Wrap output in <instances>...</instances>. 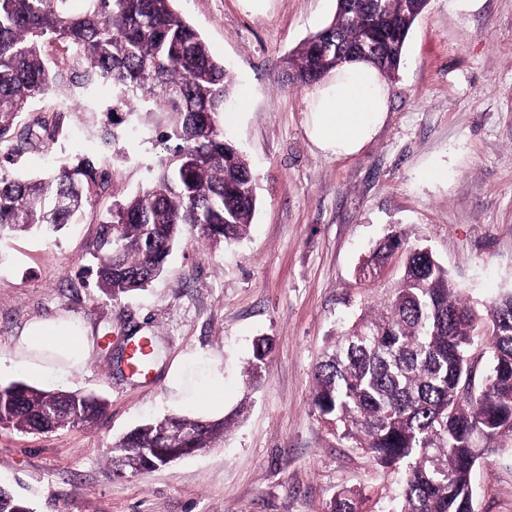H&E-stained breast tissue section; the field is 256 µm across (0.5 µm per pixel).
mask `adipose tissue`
<instances>
[{
	"mask_svg": "<svg viewBox=\"0 0 512 512\" xmlns=\"http://www.w3.org/2000/svg\"><path fill=\"white\" fill-rule=\"evenodd\" d=\"M390 89L372 67L351 63L313 85L308 135L321 151L337 156L359 152L385 122ZM87 350V336L66 320L36 321L16 344L14 362L40 371L53 362L79 368ZM224 376L209 370L200 388L181 395L184 404L209 416L224 413Z\"/></svg>",
	"mask_w": 512,
	"mask_h": 512,
	"instance_id": "adipose-tissue-1",
	"label": "adipose tissue"
}]
</instances>
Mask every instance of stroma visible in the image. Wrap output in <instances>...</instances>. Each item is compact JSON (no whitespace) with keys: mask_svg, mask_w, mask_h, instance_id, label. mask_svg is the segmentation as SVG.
Masks as SVG:
<instances>
[{"mask_svg":"<svg viewBox=\"0 0 512 512\" xmlns=\"http://www.w3.org/2000/svg\"><path fill=\"white\" fill-rule=\"evenodd\" d=\"M176 0L175 8L229 71L235 100L224 132L247 154L258 205L238 243L186 237L147 290L105 299L91 273L100 197L54 235L0 241V385L22 381L92 391L108 403L94 427L26 435L0 428V486L35 512H327L341 488L388 512L398 477L323 423L314 372L337 332L376 310L398 285L399 263L358 281L360 259L390 231L431 249L476 310L512 289V0H429L413 24L389 112L359 153L320 151L308 131V91L285 81L286 60L327 26L336 0ZM101 112H66L48 151L24 155L22 172L80 156L111 163L93 135ZM117 192H136L164 150L144 124L120 144ZM444 170L443 181L427 179ZM79 320L82 367H13L26 325ZM155 337L162 357L150 381L118 373L108 342ZM274 343L254 388L244 370L257 336ZM206 361L224 373V411L244 408L224 442L136 477L112 471L109 445L142 422L184 413L166 375ZM475 472V512H512V436Z\"/></svg>","mask_w":512,"mask_h":512,"instance_id":"1","label":"stroma"}]
</instances>
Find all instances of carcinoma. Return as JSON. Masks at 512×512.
Wrapping results in <instances>:
<instances>
[{"label": "carcinoma", "instance_id": "carcinoma-1", "mask_svg": "<svg viewBox=\"0 0 512 512\" xmlns=\"http://www.w3.org/2000/svg\"><path fill=\"white\" fill-rule=\"evenodd\" d=\"M176 0H0V236L42 229L56 233L111 184L88 157L41 174L24 175L18 158L54 138L58 123L33 112L67 111L102 85L121 122L98 138L117 145L143 120L160 114L157 141L165 155L148 170L143 189L112 195L99 217L94 257L97 287L111 301L144 289L192 232L207 243L239 241L256 210L255 179L244 153L224 137L220 114L233 96L224 62L175 10ZM427 0H337L332 21L287 61L286 78L301 88L351 62L390 78ZM402 262L395 296L338 334L315 369L313 404L320 417L378 464L401 472L402 500L391 512H474L472 474L483 456L474 437L488 435L484 453L512 434V290L493 298L486 315L490 366L472 384L470 347L479 314L452 287L424 248L395 233L377 243L357 269L370 282L393 259ZM273 341L259 336L245 368L252 385ZM107 403L93 393L46 390L24 382L0 385V424L47 434L92 426ZM232 417L171 415L148 421L112 443V466L150 452L145 469L170 463L224 440ZM0 512H34L0 486ZM330 512H364L362 494L336 492Z\"/></svg>", "mask_w": 512, "mask_h": 512}]
</instances>
